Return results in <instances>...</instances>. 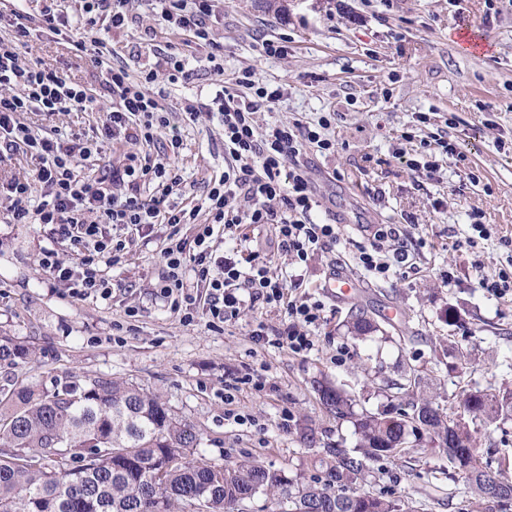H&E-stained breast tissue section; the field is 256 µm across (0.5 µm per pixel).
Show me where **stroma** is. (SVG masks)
Returning <instances> with one entry per match:
<instances>
[{
  "instance_id": "1",
  "label": "stroma",
  "mask_w": 512,
  "mask_h": 512,
  "mask_svg": "<svg viewBox=\"0 0 512 512\" xmlns=\"http://www.w3.org/2000/svg\"><path fill=\"white\" fill-rule=\"evenodd\" d=\"M274 13L262 0H215L211 37L224 48L223 71L206 59L209 46L171 29L150 0H129V23L111 30V61L132 76L156 70L168 91L169 128L151 144L153 156L183 143L177 164L182 184L174 203L203 204L206 185L224 171V132L218 115L189 120L183 98L210 102L225 80L252 69L256 83L280 87L284 96L256 114L258 129L274 124H315L334 113L328 135L334 153L307 148L303 161L319 185V224H338L336 243L306 264L291 265L272 225L243 227L238 244L267 263L271 274L304 279L306 293L324 305V319L310 334L313 349L296 355L256 341L258 323L281 326L284 310L255 304L220 326L205 313L186 321L157 293L170 231L155 225L149 237L113 234L126 243L121 263L108 267L109 299H78L56 284L40 261L44 251L76 258L69 243L40 224H14L0 204V336L36 347L31 363L0 364V386L32 379L44 385L77 376L121 379L160 394L172 412L198 429L202 458L216 465L255 460L304 481L322 475L330 448L356 444L350 421L326 413L318 385L348 392L359 412L397 406L394 384L418 371L427 396L448 395L469 384L512 389V297L479 288L512 266V0H499L487 17L485 0H286ZM472 30L487 45L474 52L460 42ZM288 40L282 57L264 56L263 41ZM187 59L188 76L169 84L164 56ZM66 78L102 95V75L69 40L31 38L20 48ZM426 114L427 123L417 120ZM40 134L89 139L94 112L24 113ZM459 155H442L439 140ZM436 160L432 175L419 163ZM491 231L481 239L472 211ZM409 223L419 247L415 269L393 270L388 280L356 263L374 243L381 224ZM450 272L442 282V272ZM361 280L362 293L339 300L324 282L334 273ZM459 320L449 323V310ZM364 312L378 332L353 339L344 322ZM262 379V390L248 378ZM234 386L233 401L224 398ZM421 452L371 463L357 483L361 493L395 491L416 512H462L472 496L463 480L448 475V462L429 440Z\"/></svg>"
}]
</instances>
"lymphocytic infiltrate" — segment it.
Listing matches in <instances>:
<instances>
[{
	"instance_id": "obj_1",
	"label": "lymphocytic infiltrate",
	"mask_w": 512,
	"mask_h": 512,
	"mask_svg": "<svg viewBox=\"0 0 512 512\" xmlns=\"http://www.w3.org/2000/svg\"><path fill=\"white\" fill-rule=\"evenodd\" d=\"M163 20L179 31L192 35L200 43H210L208 62L221 59V48L210 42V24L214 0H155ZM76 19L48 0L40 12V29L58 35L75 28L72 45L90 57L101 69L103 85L111 105H104L89 89L72 82L42 62L22 61L11 47L0 46V142L11 151L34 157L37 165L32 176L0 181V200L17 224H46L54 235L73 246L77 259L68 264L57 259L54 251H45L43 265L57 283L77 298L108 297L112 282L103 266L122 259L123 243L114 241L111 227L119 226L148 236L158 224H192L197 209L170 203L169 198L182 177L174 158L133 153L127 164L116 168L86 171L85 163L98 155L97 142L63 141L56 136L35 133L22 122L26 112L51 116L58 112L97 110L102 114L101 132L109 140L148 146L169 125L167 93L155 84L153 71L131 76L126 68L114 67L104 53L102 29L122 27L127 19V0H79ZM254 73L244 70L229 78L216 95V104L224 127V154L228 162L224 172L212 179L205 197L207 224L201 225L194 239V271L208 290V313L223 323L238 316L245 302H262L285 310L288 321L281 327L258 323L257 340H273L295 354L312 350L309 334L323 319L321 302L296 296L302 288L301 276H272L266 262L243 263L236 254L217 256L211 239L215 229L235 236L242 225H273L279 247L292 263L309 260L316 251L336 242L339 227L317 224L311 217L319 202L306 174L302 155L306 145H316L320 153L334 152L336 144L325 132L330 116H321L317 127L299 123L274 124L257 132L254 116L261 108L274 105L283 97L281 89L257 85ZM252 90V98L242 99L238 88ZM48 187L40 202L31 199L33 183ZM246 200L247 209H239L238 200ZM377 238L392 241L393 259L383 258L378 247L361 249L358 262L375 277L387 278L392 262H405L409 256V237L399 224H385ZM186 243L169 235L162 250L167 269L159 285L160 295L171 309L193 311L196 300L187 293L182 279Z\"/></svg>"
}]
</instances>
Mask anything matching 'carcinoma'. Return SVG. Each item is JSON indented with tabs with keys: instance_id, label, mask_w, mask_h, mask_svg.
Wrapping results in <instances>:
<instances>
[{
	"instance_id": "carcinoma-1",
	"label": "carcinoma",
	"mask_w": 512,
	"mask_h": 512,
	"mask_svg": "<svg viewBox=\"0 0 512 512\" xmlns=\"http://www.w3.org/2000/svg\"><path fill=\"white\" fill-rule=\"evenodd\" d=\"M378 330L355 314V337ZM36 352L0 339V362L33 359ZM421 377L408 379L412 412L360 414L338 388L318 389L321 405L354 426L353 450L338 448L324 476L309 482L284 479L254 460L212 465L197 457L201 434L180 421L155 393L113 378H72L48 389L23 384L0 398V512H184L192 500L204 512H237L240 501L266 495L280 512H415L393 495L346 491L364 480L369 462L416 453L409 436L428 437L476 506L512 512V483L503 472L512 460L493 461L476 447L470 424L512 417V390L462 387L452 394L453 418L432 399L416 394Z\"/></svg>"
}]
</instances>
